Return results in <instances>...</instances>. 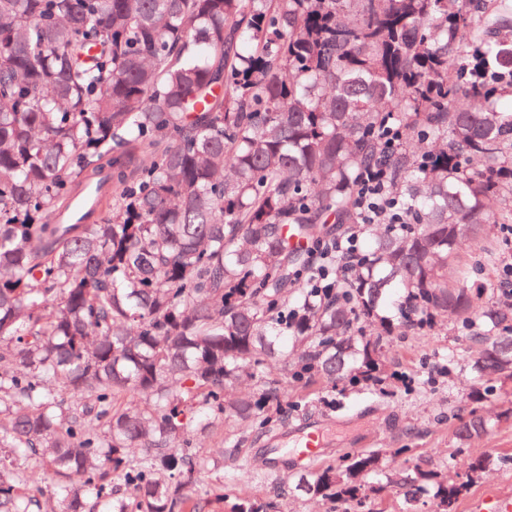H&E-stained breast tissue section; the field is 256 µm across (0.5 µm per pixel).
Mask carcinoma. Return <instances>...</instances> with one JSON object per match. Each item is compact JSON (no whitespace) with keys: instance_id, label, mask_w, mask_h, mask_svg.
Returning <instances> with one entry per match:
<instances>
[{"instance_id":"obj_1","label":"carcinoma","mask_w":512,"mask_h":512,"mask_svg":"<svg viewBox=\"0 0 512 512\" xmlns=\"http://www.w3.org/2000/svg\"><path fill=\"white\" fill-rule=\"evenodd\" d=\"M512 0H0V512H203L192 493L232 417L265 433L301 411L288 382L390 394L384 339L452 313L479 350L460 417L512 380V313L448 284L459 245L510 224ZM389 164V223L356 202ZM110 172L104 216L58 224ZM358 230L349 274L309 247ZM465 478L389 470L378 451L306 465L288 488L373 512L397 486ZM121 479L123 488L112 485ZM260 496L227 512H272Z\"/></svg>"}]
</instances>
